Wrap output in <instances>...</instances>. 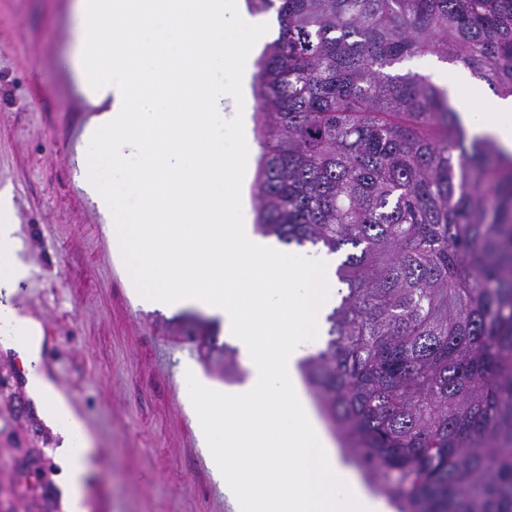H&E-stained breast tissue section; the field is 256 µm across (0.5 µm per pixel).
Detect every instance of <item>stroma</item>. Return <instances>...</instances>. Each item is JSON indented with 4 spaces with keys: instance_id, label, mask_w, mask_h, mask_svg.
Listing matches in <instances>:
<instances>
[{
    "instance_id": "obj_1",
    "label": "stroma",
    "mask_w": 512,
    "mask_h": 512,
    "mask_svg": "<svg viewBox=\"0 0 512 512\" xmlns=\"http://www.w3.org/2000/svg\"><path fill=\"white\" fill-rule=\"evenodd\" d=\"M71 4L0 0V192L30 268L9 302L41 321L43 364L94 437L91 512H235L184 404V367L223 389L245 377L225 378L204 357V341L225 342L217 318L202 315L190 338L186 312L143 307L127 288L107 220L81 186L95 109L60 65ZM26 374L0 350V512H63L55 438L30 406Z\"/></svg>"
}]
</instances>
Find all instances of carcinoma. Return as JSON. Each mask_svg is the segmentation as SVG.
Returning a JSON list of instances; mask_svg holds the SVG:
<instances>
[{
    "mask_svg": "<svg viewBox=\"0 0 512 512\" xmlns=\"http://www.w3.org/2000/svg\"><path fill=\"white\" fill-rule=\"evenodd\" d=\"M255 232L340 252L300 364L346 459L398 512H512V154L416 73L430 52L512 96V0H249ZM216 358L239 372L236 350Z\"/></svg>",
    "mask_w": 512,
    "mask_h": 512,
    "instance_id": "carcinoma-1",
    "label": "carcinoma"
}]
</instances>
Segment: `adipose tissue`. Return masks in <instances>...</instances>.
<instances>
[{
  "mask_svg": "<svg viewBox=\"0 0 512 512\" xmlns=\"http://www.w3.org/2000/svg\"><path fill=\"white\" fill-rule=\"evenodd\" d=\"M459 109L475 133L493 136L505 151L512 152V96L494 98L482 113L471 112L469 103L464 100L460 101ZM10 212L9 198L0 196V289L8 293L14 292L30 275L20 255L16 227L9 220ZM0 318L8 326V334L0 344L18 353L28 367L26 388L36 414L58 438L56 482L67 512H88V480L95 469L92 438L64 392L39 369L42 324L6 305H0Z\"/></svg>",
  "mask_w": 512,
  "mask_h": 512,
  "instance_id": "obj_1",
  "label": "adipose tissue"
}]
</instances>
